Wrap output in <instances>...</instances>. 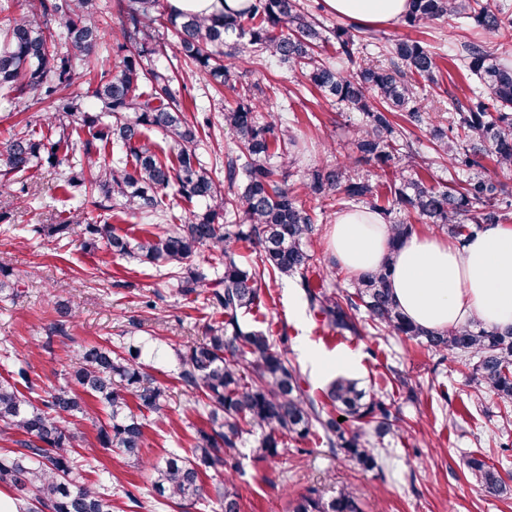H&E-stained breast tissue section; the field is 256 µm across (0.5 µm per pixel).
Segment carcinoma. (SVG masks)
Returning <instances> with one entry per match:
<instances>
[{
    "instance_id": "carcinoma-1",
    "label": "carcinoma",
    "mask_w": 512,
    "mask_h": 512,
    "mask_svg": "<svg viewBox=\"0 0 512 512\" xmlns=\"http://www.w3.org/2000/svg\"><path fill=\"white\" fill-rule=\"evenodd\" d=\"M26 5L0 29V97L18 105L46 104L42 117L47 133L37 134L27 123L0 142V180L27 192V173L45 163L62 166L61 189L67 197L90 198L105 213L119 207L160 222L169 220L180 201L204 203L182 224L133 238L106 223L85 222L78 209L49 227L50 233L64 235L80 225L87 247L102 242L116 257L168 267L181 296H192L220 315L206 326L202 341L175 349L179 380L196 394L209 428L197 430L191 455L172 454L150 464L160 497L176 505L192 504L204 496L201 475L222 473L224 482L214 485L209 501L218 512H240L239 494L225 470L248 438H255L259 456L268 459L278 455L285 439H302L314 431L332 451L373 470L379 450L400 431V410L354 379L337 378L323 401L308 394L300 371L280 346L266 332L242 323L260 302L266 279H299L309 312L338 333L360 336L369 327L423 340L440 361L460 368L478 402L489 399L506 413L512 410V328L491 330L473 322L443 331L418 327L393 300L387 260L345 290L312 286L306 273L313 264L309 244L316 231L314 217L298 203V189L288 185L286 168L271 162L276 156L292 158L297 136L274 119H264L257 94L247 87L236 105L224 109V129L233 136L238 154L224 161V179L215 177L198 153L201 128L189 121L174 88L178 73L154 62L164 54L156 29L167 25L186 65L217 87L236 89L240 65L268 58L301 69L324 96L363 115L353 140L359 159L395 167L391 199L385 204L355 161L312 168L302 184L305 193L368 207L389 224L394 241L411 234L414 225L407 219L415 218L463 246L486 225L501 223L499 202L509 196L505 185L483 175L486 159L512 169L508 51L472 41L458 49L459 70L476 78L486 96L457 104L452 124L432 129L440 158L466 173L454 188L405 176L418 152L395 114L404 113L415 127L426 121L429 103L415 77L432 81L437 69L433 53L418 40H396L387 47L386 62L351 73L320 58L318 48L326 36L300 0H253L238 14L217 18L174 15L160 10L159 0H116L124 54L101 71L91 92L93 103L87 106L75 89L76 75L80 66L94 70L100 64V3L26 0ZM456 16L489 32L512 30L511 11L480 0H410L402 21L419 27ZM332 35L341 59L355 65L359 35L346 28ZM80 129L89 137L73 139ZM152 129L163 133L170 150L148 142L146 132ZM111 151L117 152L114 161L107 160ZM401 212L405 218H396ZM231 213L240 223H224ZM240 241L258 248L259 263L237 259ZM204 249L223 272L211 276L193 266ZM12 276L1 255L0 295L15 293ZM67 377L109 411V423L98 427L99 446L127 463L143 462L145 423L130 410L128 396L159 420L165 414L163 390L142 361V348L130 344L120 353L106 346L84 348L71 361ZM22 386L33 390L22 369L16 378L0 380V440L12 439L19 446L0 455V484L18 492L19 512H112V486L88 482L71 459L82 432L69 426L68 417L83 412L81 399L66 384L36 405ZM341 416L367 428L349 430L338 421ZM466 468L487 492L512 496V471L475 458ZM292 512L362 509L347 490L329 499L311 491L292 502Z\"/></svg>"
}]
</instances>
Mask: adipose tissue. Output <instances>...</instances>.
Listing matches in <instances>:
<instances>
[{"label": "adipose tissue", "mask_w": 512, "mask_h": 512, "mask_svg": "<svg viewBox=\"0 0 512 512\" xmlns=\"http://www.w3.org/2000/svg\"><path fill=\"white\" fill-rule=\"evenodd\" d=\"M328 9L367 28L388 27L409 0H325ZM388 224L367 209L339 214L330 234L337 264L351 274L392 257L391 287L401 311L428 330L473 320L489 328L512 326V225L491 224L464 246L414 233L389 247Z\"/></svg>", "instance_id": "adipose-tissue-1"}]
</instances>
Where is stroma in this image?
Masks as SVG:
<instances>
[{
  "label": "stroma",
  "instance_id": "1",
  "mask_svg": "<svg viewBox=\"0 0 512 512\" xmlns=\"http://www.w3.org/2000/svg\"><path fill=\"white\" fill-rule=\"evenodd\" d=\"M376 34L420 40L438 54L437 82H419L431 101L430 123L414 131L422 148L430 144L432 126H448L454 105L481 89L477 80L460 76L454 55L461 43L484 41L512 51V32L490 35L465 19L419 28L399 21ZM242 73L246 81L265 88V111L294 128L300 138L298 157L289 167L292 184H300L310 168L352 156L351 132L362 121L360 113L311 90L301 73L287 65H248ZM178 89L188 118L210 124L198 149L201 159L211 167L223 163L234 149L233 137L224 128V109L235 104V91L214 90L198 75L179 82ZM30 179L33 187L26 194L0 184V209L10 214L8 231H0V253L7 254L17 279L16 295L0 298V377L26 370L35 401L64 385L73 356L87 345L116 348L135 342L157 349L153 374L165 392L166 417L146 418L143 464L114 466L110 451L97 442L96 424L106 421V412L90 398L89 418L80 424L86 439L81 454L89 461L85 476L111 484L112 512H213L205 499L185 508L158 500L147 467L188 448L197 429L206 425L201 408L177 378L174 350L201 340L211 311L179 295L168 268L115 258L103 247L83 248L76 232L37 234V227L58 223L64 210L78 204L59 190L57 169L42 167ZM300 200L320 228L310 245L314 274L347 288L348 273L334 266L330 255V229L339 213L336 200L306 194ZM58 300L75 304L63 336L50 332ZM246 320L273 337L287 336V357L300 369L310 393L325 391L333 376L314 375L305 348L354 356L346 376L361 379L371 395L396 401L404 427L382 452L378 468L367 472L343 454L332 453L316 434L287 441L272 460L260 459L253 445H246L228 466L241 512H290V500L309 490L330 497L345 488L356 494L362 512H512V498L490 496L464 465L474 456L512 469V450L504 452L496 445L501 432L512 434V417L501 419L491 403L472 404L462 373L423 344L372 332L362 338L337 334L310 314L302 288L291 279L263 284L261 303Z\"/></svg>",
  "mask_w": 512,
  "mask_h": 512
}]
</instances>
